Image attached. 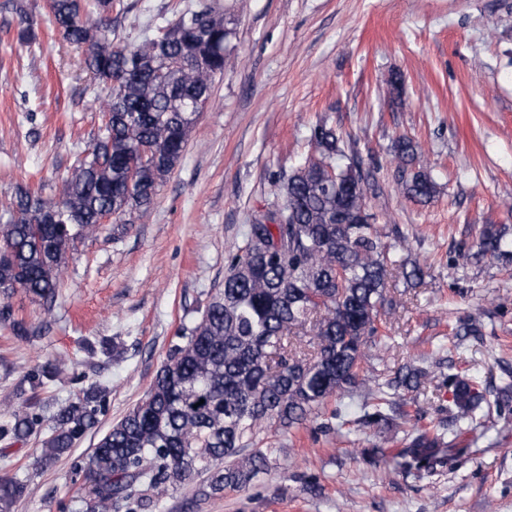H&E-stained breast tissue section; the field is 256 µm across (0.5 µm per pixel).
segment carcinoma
Instances as JSON below:
<instances>
[{
	"instance_id": "cac0c4a2",
	"label": "carcinoma",
	"mask_w": 512,
	"mask_h": 512,
	"mask_svg": "<svg viewBox=\"0 0 512 512\" xmlns=\"http://www.w3.org/2000/svg\"><path fill=\"white\" fill-rule=\"evenodd\" d=\"M121 0H50V22L80 51L84 69L105 83L99 105L102 134L63 180L55 196L19 186L0 222V295L21 290L51 311L70 249L96 233L104 217L114 224L149 215L158 186L173 171L212 84L224 74L232 29L217 0H196L156 33L137 42L112 38V12ZM0 9L18 17V41L36 40L37 22L25 0ZM314 154L279 179L283 204L250 225L228 259L224 287L200 318L181 330L140 403L105 432L75 465L82 476V512H152L170 488L205 478L204 498L244 492L276 462V448L255 447L264 429L283 434L305 424L327 401L362 398L363 423H387L402 392L426 381L448 387V414L471 425L484 400L479 381L435 374L403 364L394 376L360 374L374 349L390 351L382 314L397 307L388 280L397 270L416 286L429 272L396 256L387 238L399 228L378 224L367 205L371 170L347 155L342 133L325 121L310 127ZM396 181L404 196L430 202L432 175L416 166L419 142L400 137ZM484 256L512 260L506 228L485 224ZM64 365L53 359L26 375L31 390L52 383ZM105 391L82 390L57 404L49 418L31 401L0 428V437H30L51 422L37 464L47 467L69 453L98 424ZM444 436L420 431L408 453L431 460ZM27 485L0 477V512H10Z\"/></svg>"
}]
</instances>
